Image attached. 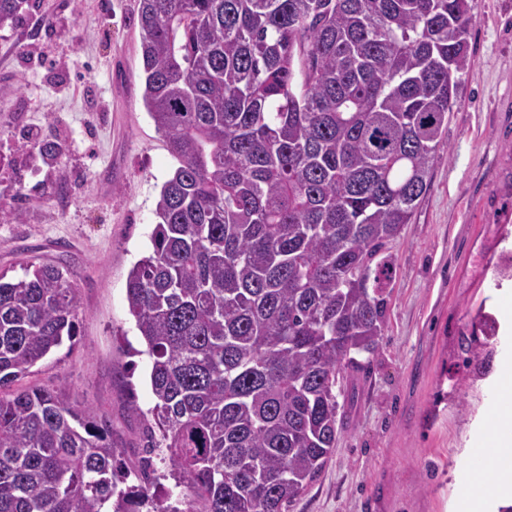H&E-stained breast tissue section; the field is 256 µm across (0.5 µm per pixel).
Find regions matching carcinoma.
I'll list each match as a JSON object with an SVG mask.
<instances>
[{"label":"carcinoma","mask_w":512,"mask_h":512,"mask_svg":"<svg viewBox=\"0 0 512 512\" xmlns=\"http://www.w3.org/2000/svg\"><path fill=\"white\" fill-rule=\"evenodd\" d=\"M26 0H0V27ZM476 0H140L144 105L178 167L128 312L185 512H289L386 326L389 250L445 147ZM58 265L0 273V512H180L106 417L19 382L76 335ZM464 336L462 363L489 353ZM344 401H338V396Z\"/></svg>","instance_id":"cac0c4a2"}]
</instances>
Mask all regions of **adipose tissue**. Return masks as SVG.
<instances>
[{
	"label": "adipose tissue",
	"instance_id": "obj_1",
	"mask_svg": "<svg viewBox=\"0 0 512 512\" xmlns=\"http://www.w3.org/2000/svg\"><path fill=\"white\" fill-rule=\"evenodd\" d=\"M499 406L487 416L482 437L468 453L476 466L465 478V488L449 507V512H496L512 505V434L500 429L512 418V356L502 357L494 375Z\"/></svg>",
	"mask_w": 512,
	"mask_h": 512
}]
</instances>
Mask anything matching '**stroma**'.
Segmentation results:
<instances>
[{
  "label": "stroma",
  "mask_w": 512,
  "mask_h": 512,
  "mask_svg": "<svg viewBox=\"0 0 512 512\" xmlns=\"http://www.w3.org/2000/svg\"><path fill=\"white\" fill-rule=\"evenodd\" d=\"M138 0H29L0 28V272L68 267L82 311L73 340L33 367L27 387L62 386L106 414L124 461L154 421L150 360L127 312L126 280L149 244L176 165L144 103ZM472 63L446 147L391 252L387 324L351 420L291 512H448L464 449L497 404L471 380L459 341L478 311L500 316L512 281V0H477ZM57 143L58 160L38 144ZM136 355H129L127 347ZM137 403L141 415L129 410Z\"/></svg>",
  "instance_id": "stroma-1"
}]
</instances>
